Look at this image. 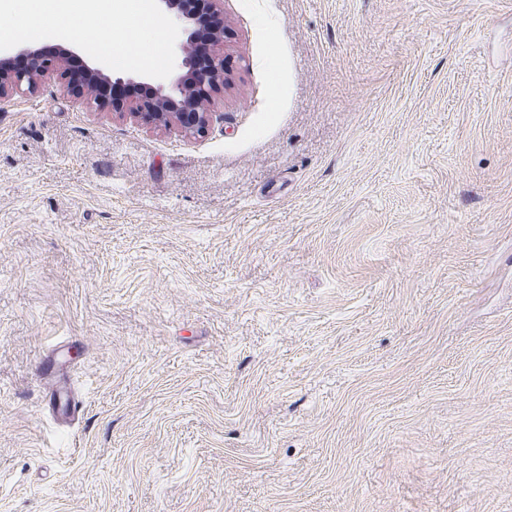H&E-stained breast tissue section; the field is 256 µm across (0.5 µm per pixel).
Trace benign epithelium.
Returning <instances> with one entry per match:
<instances>
[{"instance_id":"7a95c632","label":"benign epithelium","mask_w":512,"mask_h":512,"mask_svg":"<svg viewBox=\"0 0 512 512\" xmlns=\"http://www.w3.org/2000/svg\"><path fill=\"white\" fill-rule=\"evenodd\" d=\"M156 2L179 33L173 67L167 76H111L83 59L74 47L59 46L47 56L40 45H23L15 55L30 60L31 66L15 68L0 60V103L32 92L40 80L80 60L83 65L82 87L95 104L112 105V99L105 94V89L111 85H136L143 88L145 94L129 107L132 117L155 126L174 122L190 137L205 134L213 113L211 92L224 85V57L219 53L213 55L207 67L201 69L196 61L194 44L204 34L203 17L221 14L224 0H197L199 9L195 14L183 9V0Z\"/></svg>"}]
</instances>
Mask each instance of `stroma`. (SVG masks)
<instances>
[{
    "instance_id": "1",
    "label": "stroma",
    "mask_w": 512,
    "mask_h": 512,
    "mask_svg": "<svg viewBox=\"0 0 512 512\" xmlns=\"http://www.w3.org/2000/svg\"><path fill=\"white\" fill-rule=\"evenodd\" d=\"M221 20L203 136L0 104V512H512V0ZM50 401L57 408L55 411L62 424H68L73 420L76 404L73 391L68 385L56 382L51 389Z\"/></svg>"
}]
</instances>
